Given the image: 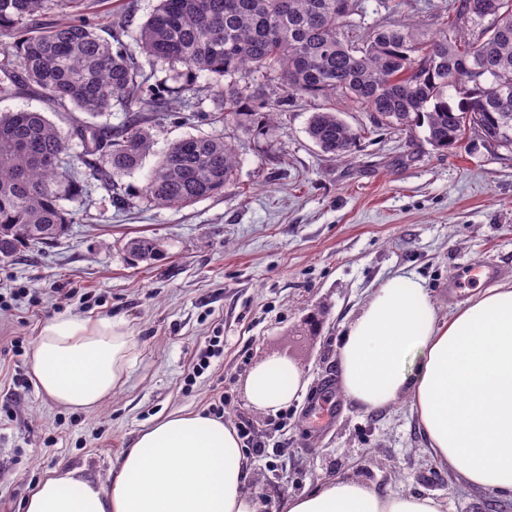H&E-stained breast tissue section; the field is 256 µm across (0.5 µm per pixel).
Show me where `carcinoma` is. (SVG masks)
<instances>
[{
  "mask_svg": "<svg viewBox=\"0 0 512 512\" xmlns=\"http://www.w3.org/2000/svg\"><path fill=\"white\" fill-rule=\"evenodd\" d=\"M106 2L0 0V38H10L0 41V98L34 95L57 112L92 117L117 105L134 112L121 127L77 124L66 134L40 112L0 113V249L7 259L22 245L63 234L70 218L62 202L81 197L86 182L111 194L151 152L145 113L161 106L145 66L157 62L171 65L180 91L201 74L217 81L214 124L259 115L273 137L284 99L240 83L259 74L280 81L291 97L347 100L381 127L411 134L424 126L439 150L474 132L512 152V0H451L431 35L412 21L366 24L362 0H159L135 34L143 62L121 48L129 34L124 18L106 16L108 37L99 33L89 10ZM53 6L65 19L37 27ZM23 19L34 25L16 27ZM307 133L339 158L359 141L333 108L312 113ZM74 137L83 146L75 155ZM238 165L222 133L189 136L168 146L143 194L160 207L192 205L223 193ZM126 250L148 261L162 244L138 237Z\"/></svg>",
  "mask_w": 512,
  "mask_h": 512,
  "instance_id": "cac0c4a2",
  "label": "carcinoma"
}]
</instances>
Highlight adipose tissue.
I'll use <instances>...</instances> for the list:
<instances>
[{"instance_id": "ef3b65f1", "label": "adipose tissue", "mask_w": 512, "mask_h": 512, "mask_svg": "<svg viewBox=\"0 0 512 512\" xmlns=\"http://www.w3.org/2000/svg\"><path fill=\"white\" fill-rule=\"evenodd\" d=\"M341 389L367 410L408 398L433 457L473 487L512 496V285L479 290L441 317L424 281L396 272L373 291L338 345ZM136 358L124 322L58 316L28 355L38 394L94 409L123 386ZM305 388L290 361L271 358L246 379L255 408L274 413ZM236 430L200 413L156 418L139 431L106 485L60 469L24 499L22 512H263L247 487ZM281 512H446L437 499L380 495L335 478L286 498Z\"/></svg>"}]
</instances>
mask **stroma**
Returning a JSON list of instances; mask_svg holds the SVG:
<instances>
[{"label": "stroma", "mask_w": 512, "mask_h": 512, "mask_svg": "<svg viewBox=\"0 0 512 512\" xmlns=\"http://www.w3.org/2000/svg\"><path fill=\"white\" fill-rule=\"evenodd\" d=\"M440 0H364L366 23L409 19L437 28ZM170 67L151 85L167 103L148 123L152 152L119 181L123 202L90 186L65 202L72 222L47 245L20 248L0 263V512L51 470H81L98 483L136 433L157 415L208 411L223 399L225 422L247 423L270 455L250 456L248 488L280 512L283 500L339 477L379 494L446 502L447 512H512L439 465L407 400L367 411L340 391L338 344L345 325L388 276L422 278L441 315L454 312L478 281L466 269L496 265L488 284L512 283V152L473 135L436 150L424 130L408 136L372 124L369 113L332 106L361 137L350 158L322 153L306 129L322 100L290 98L276 115L275 139L225 124L240 164L223 194L185 207H157L142 188L175 140L214 133V91L171 94ZM162 243L163 255L134 260L126 243ZM125 321L138 357L126 383L94 410H68L38 395L26 356L51 318ZM223 353L194 381L193 356L211 336ZM279 357L308 381L278 413L254 408L249 372Z\"/></svg>", "instance_id": "stroma-1"}]
</instances>
